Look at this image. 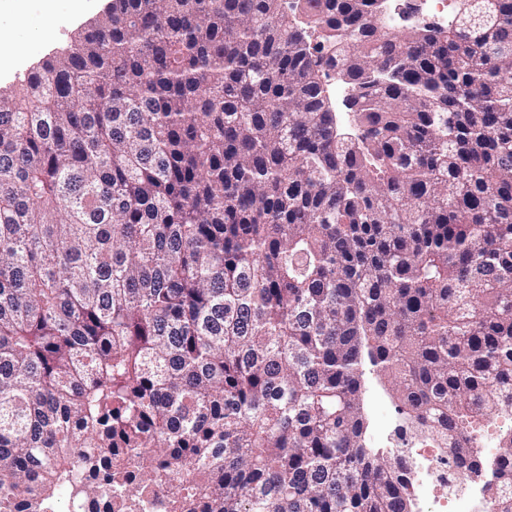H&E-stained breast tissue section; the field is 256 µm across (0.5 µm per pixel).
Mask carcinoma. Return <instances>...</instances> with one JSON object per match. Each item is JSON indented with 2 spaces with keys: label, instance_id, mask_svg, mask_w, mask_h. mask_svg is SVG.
Masks as SVG:
<instances>
[{
  "label": "carcinoma",
  "instance_id": "obj_1",
  "mask_svg": "<svg viewBox=\"0 0 512 512\" xmlns=\"http://www.w3.org/2000/svg\"><path fill=\"white\" fill-rule=\"evenodd\" d=\"M380 12L109 0L0 87V512H412L366 363L512 512V0ZM412 7L406 19H401L395 2L388 1L385 5L382 21L394 25H412L421 20L448 24V0H411ZM363 400L365 413L369 423L367 435L368 443L373 447L375 452L387 454L392 448L379 447L374 440V434L376 431L375 401H382L390 412L399 415L396 411L395 403L386 387L375 378V375L370 374H367Z\"/></svg>",
  "mask_w": 512,
  "mask_h": 512
}]
</instances>
